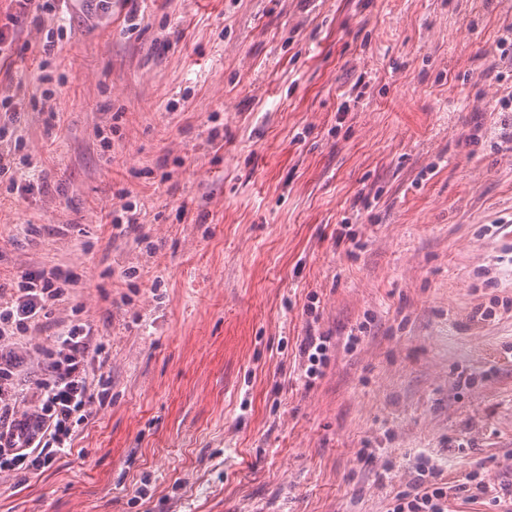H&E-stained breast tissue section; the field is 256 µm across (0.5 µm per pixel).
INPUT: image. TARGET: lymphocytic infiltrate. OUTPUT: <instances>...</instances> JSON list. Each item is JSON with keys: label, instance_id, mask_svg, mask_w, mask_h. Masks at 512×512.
<instances>
[{"label": "lymphocytic infiltrate", "instance_id": "lymphocytic-infiltrate-1", "mask_svg": "<svg viewBox=\"0 0 512 512\" xmlns=\"http://www.w3.org/2000/svg\"><path fill=\"white\" fill-rule=\"evenodd\" d=\"M72 277L62 269L24 272L14 281L9 295H0V468L39 470L55 454L67 449L76 425L85 423L93 405H105L107 384L92 387L90 367L104 355L93 344L90 325L71 321L52 346L38 347L47 371L34 386L33 408L18 410L14 379L25 363L16 343L40 329L50 308L68 295ZM428 483H416L413 496L400 495L392 512H446L448 494L459 490L471 497L496 495L486 481L453 484L442 481V469H426Z\"/></svg>", "mask_w": 512, "mask_h": 512}]
</instances>
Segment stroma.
<instances>
[{
  "label": "stroma",
  "instance_id": "obj_1",
  "mask_svg": "<svg viewBox=\"0 0 512 512\" xmlns=\"http://www.w3.org/2000/svg\"><path fill=\"white\" fill-rule=\"evenodd\" d=\"M510 30L512 0L20 18L0 284L75 276L28 342L89 322L111 399L40 472L0 471V512H389L423 455L512 485ZM301 352L303 355H307V361L310 363V366L306 369V377H317L320 374V368L326 362V345L321 341V336L318 338L310 336Z\"/></svg>",
  "mask_w": 512,
  "mask_h": 512
}]
</instances>
